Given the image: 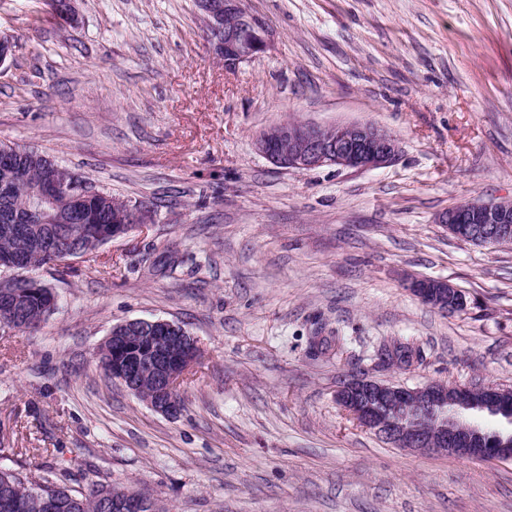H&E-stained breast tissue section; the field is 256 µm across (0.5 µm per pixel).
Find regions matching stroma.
Segmentation results:
<instances>
[{
	"instance_id": "35a3bbf8",
	"label": "stroma",
	"mask_w": 512,
	"mask_h": 512,
	"mask_svg": "<svg viewBox=\"0 0 512 512\" xmlns=\"http://www.w3.org/2000/svg\"><path fill=\"white\" fill-rule=\"evenodd\" d=\"M266 50L226 67L197 0H0V142L34 149L152 218L35 275L57 295L0 336V446L30 480L109 483L161 512H512V460L397 448L336 403L358 375L512 389V246L438 214L512 200V0H244ZM372 123L370 170H284L286 121ZM411 277L464 291L421 302ZM165 319L201 357L174 419L109 379L113 326ZM419 350L385 365L382 345ZM410 290L423 303L441 312L455 313L467 307L463 292L445 280L416 279Z\"/></svg>"
}]
</instances>
